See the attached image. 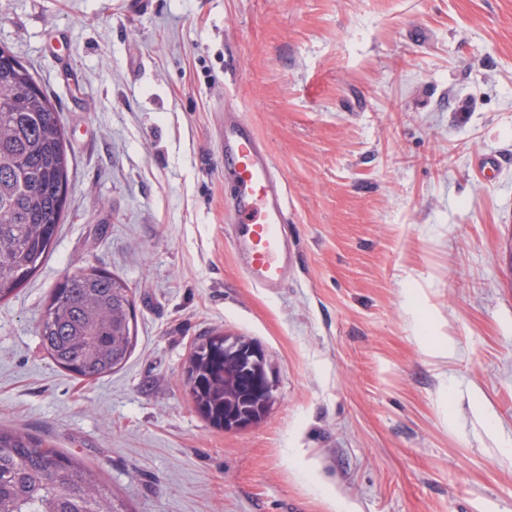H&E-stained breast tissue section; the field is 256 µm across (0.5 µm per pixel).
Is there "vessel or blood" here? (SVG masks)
Instances as JSON below:
<instances>
[{"label": "vessel or blood", "mask_w": 512, "mask_h": 512, "mask_svg": "<svg viewBox=\"0 0 512 512\" xmlns=\"http://www.w3.org/2000/svg\"><path fill=\"white\" fill-rule=\"evenodd\" d=\"M219 147L224 180L232 187L228 206L237 218L233 236L246 258L244 272L259 287L281 288L288 279L290 256L283 234L284 188L271 156L238 116L225 117Z\"/></svg>", "instance_id": "vessel-or-blood-1"}]
</instances>
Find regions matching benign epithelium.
<instances>
[{"label": "benign epithelium", "instance_id": "1", "mask_svg": "<svg viewBox=\"0 0 512 512\" xmlns=\"http://www.w3.org/2000/svg\"><path fill=\"white\" fill-rule=\"evenodd\" d=\"M224 350L246 358L255 367L244 381L238 398L233 401V410L224 418V430H238L261 421L275 399V384L270 376L264 349L253 342H242L236 337H224Z\"/></svg>", "mask_w": 512, "mask_h": 512}]
</instances>
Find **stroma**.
Wrapping results in <instances>:
<instances>
[{
  "mask_svg": "<svg viewBox=\"0 0 512 512\" xmlns=\"http://www.w3.org/2000/svg\"><path fill=\"white\" fill-rule=\"evenodd\" d=\"M0 47L71 159L54 247L0 301V426L135 512H512V0H0ZM228 104L285 182L276 292L230 237ZM91 266L131 288L137 341L88 382L38 326ZM216 327L277 386L240 430L185 381Z\"/></svg>",
  "mask_w": 512,
  "mask_h": 512,
  "instance_id": "obj_1",
  "label": "stroma"
}]
</instances>
